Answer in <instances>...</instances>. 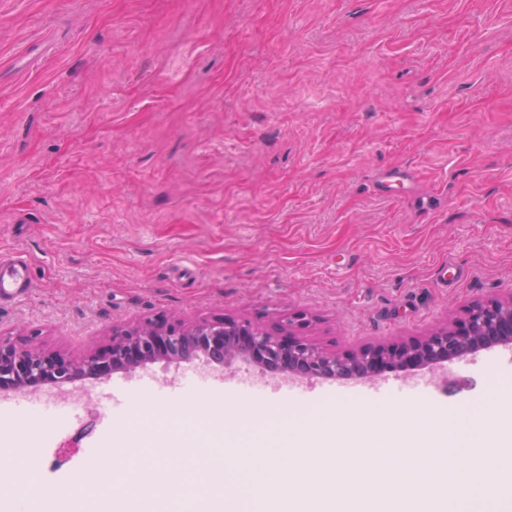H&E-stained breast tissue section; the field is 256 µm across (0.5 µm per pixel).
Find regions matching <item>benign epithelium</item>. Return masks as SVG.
<instances>
[{
    "instance_id": "obj_1",
    "label": "benign epithelium",
    "mask_w": 512,
    "mask_h": 512,
    "mask_svg": "<svg viewBox=\"0 0 512 512\" xmlns=\"http://www.w3.org/2000/svg\"><path fill=\"white\" fill-rule=\"evenodd\" d=\"M312 322L313 316L304 311L292 313L275 329L226 314L189 320L163 313L112 328L106 345L78 356L0 339V393L46 387L68 391L78 380H101L117 370L191 355L219 368L242 361L273 375L307 381L373 382L389 372L443 369L467 355L512 344V289L471 303L462 319L421 336L366 342L341 352L311 342L307 331Z\"/></svg>"
}]
</instances>
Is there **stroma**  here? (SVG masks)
Listing matches in <instances>:
<instances>
[{
  "instance_id": "stroma-1",
  "label": "stroma",
  "mask_w": 512,
  "mask_h": 512,
  "mask_svg": "<svg viewBox=\"0 0 512 512\" xmlns=\"http://www.w3.org/2000/svg\"><path fill=\"white\" fill-rule=\"evenodd\" d=\"M32 290L0 338L74 355L156 313L263 326L312 312L327 350L420 336L512 289V0H0V254ZM512 385L493 352L441 395ZM81 420H0L56 488L136 457ZM213 412L155 427L213 447Z\"/></svg>"
}]
</instances>
